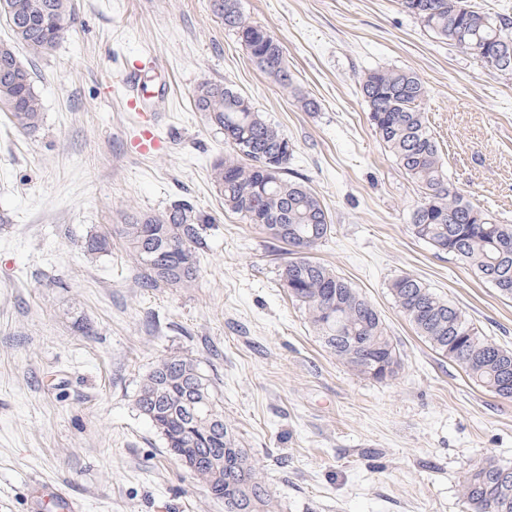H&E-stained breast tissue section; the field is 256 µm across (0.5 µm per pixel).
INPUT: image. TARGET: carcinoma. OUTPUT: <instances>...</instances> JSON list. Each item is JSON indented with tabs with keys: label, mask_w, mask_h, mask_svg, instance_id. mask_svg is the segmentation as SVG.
Segmentation results:
<instances>
[{
	"label": "carcinoma",
	"mask_w": 512,
	"mask_h": 512,
	"mask_svg": "<svg viewBox=\"0 0 512 512\" xmlns=\"http://www.w3.org/2000/svg\"><path fill=\"white\" fill-rule=\"evenodd\" d=\"M222 2L215 14L234 32L250 59L280 86H291L280 38L249 21L239 0ZM403 7L438 39L473 55L484 68L512 73V17L491 14L472 0H402ZM14 44L33 59L51 51L71 20L70 0H0ZM14 44L0 43V109L26 133L43 121V103L32 69ZM360 87L376 136L397 165L420 188L411 233L439 252L453 255L474 275L512 299V225L500 224L468 200L448 175L428 126L426 88L412 72L373 69ZM194 104L224 132L230 152L211 169L224 209L261 226L291 247L282 270L289 297L301 306L323 344L360 374L388 381L401 366L375 307L352 284L314 260L311 251L333 232L327 209L303 183L288 179L294 145L237 90L205 81ZM209 217L188 202L160 214H140L121 225L148 288H185L199 269L184 271L182 256H197ZM104 235L90 234L84 252L108 251ZM389 288L395 306L443 357L457 363L476 385L512 399V350L490 342L459 310L420 280L402 275ZM135 405L177 458L184 432L193 433L202 456L191 478L206 492L224 490V512H277L261 470L224 419L213 381L193 359L170 355L146 376ZM468 512H512V466L489 458L470 471L462 490Z\"/></svg>",
	"instance_id": "carcinoma-1"
}]
</instances>
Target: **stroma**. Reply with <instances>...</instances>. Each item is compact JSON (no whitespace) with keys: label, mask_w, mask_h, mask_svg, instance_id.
Segmentation results:
<instances>
[{"label":"stroma","mask_w":512,"mask_h":512,"mask_svg":"<svg viewBox=\"0 0 512 512\" xmlns=\"http://www.w3.org/2000/svg\"><path fill=\"white\" fill-rule=\"evenodd\" d=\"M74 20L33 60V135L0 112V512H31L33 480L67 485L84 512H224L169 455L135 399L162 358H191L264 472L280 512H465L470 468L512 463V400L475 386L398 311L409 274L512 349V299L409 230L417 186L385 151L359 78L417 75L452 181L512 224V74L435 38L401 0H241L277 35L282 89L210 0H71ZM136 77L149 106H127ZM247 96L295 144L334 226L313 256L380 313L401 361L385 383L325 348L283 286L285 244L224 210L210 174L228 147L193 104L203 81ZM314 99L303 111L298 96ZM187 200L211 218L188 288H146L118 228ZM108 236L90 259L88 234ZM91 326L93 335L82 332Z\"/></svg>","instance_id":"35a3bbf8"}]
</instances>
